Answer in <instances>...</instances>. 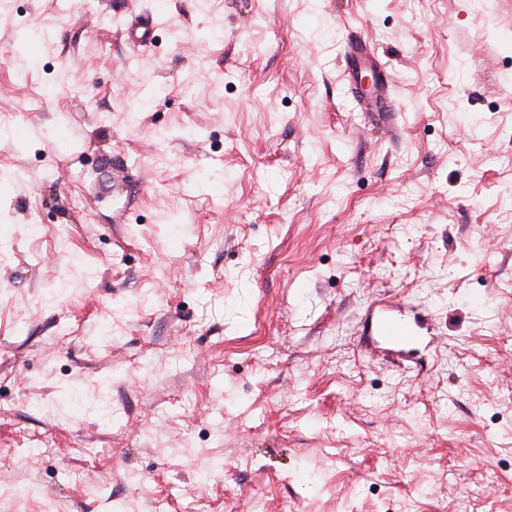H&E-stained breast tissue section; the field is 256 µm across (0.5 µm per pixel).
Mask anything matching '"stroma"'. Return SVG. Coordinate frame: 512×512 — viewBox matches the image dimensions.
Returning <instances> with one entry per match:
<instances>
[{"label":"stroma","instance_id":"1","mask_svg":"<svg viewBox=\"0 0 512 512\" xmlns=\"http://www.w3.org/2000/svg\"><path fill=\"white\" fill-rule=\"evenodd\" d=\"M1 115L0 512H512V0H11ZM155 27L152 14H147L141 25L129 31L128 40L133 51L137 52L139 47L149 46L154 38ZM346 55L350 58L347 78L351 82L352 93L363 112H391L393 109L394 79L378 59L373 44L360 36L348 37ZM371 74L368 91L362 88L361 73ZM423 328L419 314L406 312L400 303L379 306L374 323L376 336L395 347L413 344L419 336L418 329Z\"/></svg>","mask_w":512,"mask_h":512}]
</instances>
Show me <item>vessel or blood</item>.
I'll list each match as a JSON object with an SVG mask.
<instances>
[{
	"instance_id": "b4317fda",
	"label": "vessel or blood",
	"mask_w": 512,
	"mask_h": 512,
	"mask_svg": "<svg viewBox=\"0 0 512 512\" xmlns=\"http://www.w3.org/2000/svg\"><path fill=\"white\" fill-rule=\"evenodd\" d=\"M346 55L350 60L347 77L361 110L392 111L394 79L379 61L373 44L357 35L349 37ZM423 326L419 314L408 313L401 304L392 303L379 307L374 330L385 343L405 347L416 341Z\"/></svg>"
}]
</instances>
